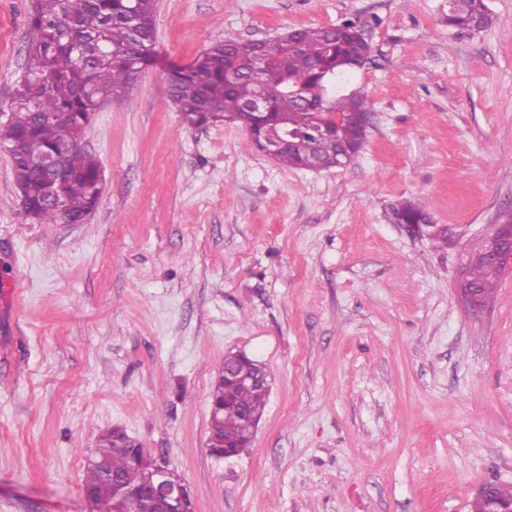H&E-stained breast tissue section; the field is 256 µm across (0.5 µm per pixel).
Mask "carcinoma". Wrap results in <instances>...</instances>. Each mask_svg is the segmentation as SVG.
I'll return each mask as SVG.
<instances>
[{
  "label": "carcinoma",
  "mask_w": 512,
  "mask_h": 512,
  "mask_svg": "<svg viewBox=\"0 0 512 512\" xmlns=\"http://www.w3.org/2000/svg\"><path fill=\"white\" fill-rule=\"evenodd\" d=\"M30 40L26 74L15 90L10 120L0 126V148L10 152L12 174L23 193V204L45 224H79L98 203L101 167L83 152L80 139L87 117L107 99H124L153 62L155 0H29ZM485 0H467L464 12L450 26L479 31L488 25ZM370 53L366 40L353 37L339 25L294 29L263 41L226 40L197 55L189 64L167 73L169 97L190 127L218 120H245L244 106L259 87L249 78L255 57L267 64V85L274 112L275 133L309 128L318 112H340L346 120L336 136L323 139L316 149L325 168L345 167L357 160L367 126L353 116L356 97L328 95L325 73L343 69L353 54ZM309 145L302 142L277 155L291 168L303 169ZM55 152L63 170L59 203L49 201L53 186L41 158ZM491 244L479 240L465 266L472 284L480 288V308L493 300L499 273L484 260ZM268 389L259 386L224 387L215 382L211 400L227 402L224 414L211 419L210 434L224 436V422L234 428L242 447L251 441L252 418L262 416ZM114 429L101 436L95 455L87 461L83 488L96 491L91 512H115L112 487L104 483L98 462L128 487L142 485L145 469L136 457L144 449L118 447Z\"/></svg>",
  "instance_id": "carcinoma-1"
}]
</instances>
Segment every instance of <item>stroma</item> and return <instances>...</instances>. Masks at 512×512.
<instances>
[{
	"instance_id": "obj_1",
	"label": "stroma",
	"mask_w": 512,
	"mask_h": 512,
	"mask_svg": "<svg viewBox=\"0 0 512 512\" xmlns=\"http://www.w3.org/2000/svg\"><path fill=\"white\" fill-rule=\"evenodd\" d=\"M450 29L448 0H156L155 63L80 141L104 174L84 223L41 224L0 148V512H90L118 428L194 512H473L512 488V273L470 310L472 243L512 211V0ZM29 0H0V125ZM370 20L336 83L373 113L355 164L293 169L244 126L183 124L167 84L212 44ZM421 206L428 226L400 223ZM271 390L247 452L206 448L228 353ZM499 487V483L492 481L479 487L477 494L484 499L485 512H512V499L501 497Z\"/></svg>"
}]
</instances>
